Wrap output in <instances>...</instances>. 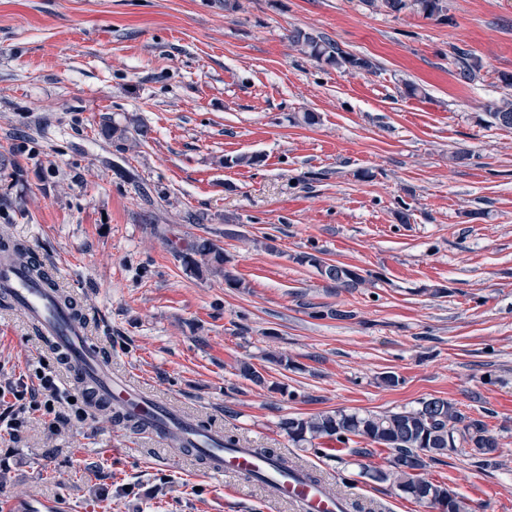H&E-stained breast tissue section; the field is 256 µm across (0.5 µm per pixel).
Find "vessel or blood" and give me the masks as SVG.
Wrapping results in <instances>:
<instances>
[{"instance_id": "1", "label": "vessel or blood", "mask_w": 512, "mask_h": 512, "mask_svg": "<svg viewBox=\"0 0 512 512\" xmlns=\"http://www.w3.org/2000/svg\"><path fill=\"white\" fill-rule=\"evenodd\" d=\"M0 296L19 308L43 341L63 359L75 388L93 403L134 415L141 432L164 443H176L205 474L249 476L271 484L280 498L297 504L300 512H342L338 499L305 472L285 471L277 461L263 460L248 448L225 447L222 433L200 428L197 419L114 373L111 358L82 316L64 306L55 291L33 279L27 268L5 255L0 256Z\"/></svg>"}]
</instances>
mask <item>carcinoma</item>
Masks as SVG:
<instances>
[{
	"mask_svg": "<svg viewBox=\"0 0 512 512\" xmlns=\"http://www.w3.org/2000/svg\"><path fill=\"white\" fill-rule=\"evenodd\" d=\"M381 6L390 13H401L414 7L426 18L441 15L448 9L447 0H380ZM291 39L300 51L319 63L339 69L373 70V63L363 57L343 51L337 44L321 34H314L296 28ZM480 65L463 53L457 59V76L464 82L475 79ZM489 125L512 129V96L504 97L489 107ZM101 134L116 142L122 152L133 150L148 139L149 128L140 119L131 115L126 123H103ZM9 247L16 260L40 278L44 284L55 286L50 275L37 268V260L25 246L11 242L9 237L0 238V250ZM170 249L181 259L185 271L199 275L220 273L225 283L242 287V282L227 268L229 258L224 248L206 238L184 239L170 242ZM300 261L318 268L328 287L336 289H356L366 282L356 270L343 264H330L321 267L319 258L305 254ZM281 428L290 441L299 445L310 443L318 438H330L339 442L359 437L391 451L387 468L363 472V476L378 482H388L402 494L420 504H430V500L447 499L452 512H466L465 502L448 487L435 484L421 475L426 460L419 456L422 448H435L437 454L448 450V439L460 437V441L471 446L476 455L487 456L498 448L497 440L489 434L487 424L481 419H469L451 402L433 399V406H419L401 412L338 411L334 414L321 413L307 418H286Z\"/></svg>",
	"mask_w": 512,
	"mask_h": 512,
	"instance_id": "1",
	"label": "carcinoma"
}]
</instances>
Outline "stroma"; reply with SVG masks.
I'll return each mask as SVG.
<instances>
[{
  "instance_id": "1",
  "label": "stroma",
  "mask_w": 512,
  "mask_h": 512,
  "mask_svg": "<svg viewBox=\"0 0 512 512\" xmlns=\"http://www.w3.org/2000/svg\"><path fill=\"white\" fill-rule=\"evenodd\" d=\"M239 2L0 0V234L77 300L114 372L241 447L277 449L347 512L429 510L362 476L388 449L299 447L281 421L434 397L484 420L499 448L483 466L458 445L423 477L469 512H512V129L486 114L512 73V0H447L433 18L367 0ZM296 28L375 70L316 62L291 46ZM458 47L481 65L474 81L456 76ZM130 114L150 135L123 154L100 124ZM455 151L468 160L450 162ZM189 210L205 223H184ZM188 237L222 246L241 287L187 275L168 243ZM316 252L366 285L328 288L299 261ZM42 360L68 386L0 302V385ZM244 362L265 385L240 376ZM67 394L66 422L49 429L36 411L0 443V512H298Z\"/></svg>"
}]
</instances>
